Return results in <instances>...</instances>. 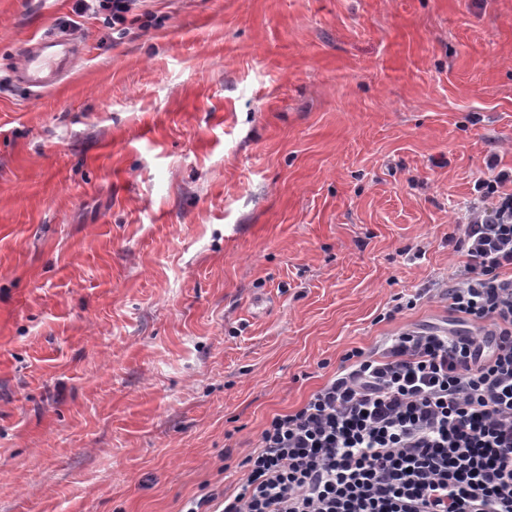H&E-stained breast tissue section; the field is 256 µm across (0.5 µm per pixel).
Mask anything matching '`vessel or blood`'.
Wrapping results in <instances>:
<instances>
[{"mask_svg": "<svg viewBox=\"0 0 512 512\" xmlns=\"http://www.w3.org/2000/svg\"><path fill=\"white\" fill-rule=\"evenodd\" d=\"M80 54L78 42L68 37L47 35L27 41L19 49L15 79L29 89L53 87L61 83Z\"/></svg>", "mask_w": 512, "mask_h": 512, "instance_id": "obj_1", "label": "vessel or blood"}]
</instances>
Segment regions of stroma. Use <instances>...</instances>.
I'll return each instance as SVG.
<instances>
[{
  "mask_svg": "<svg viewBox=\"0 0 512 512\" xmlns=\"http://www.w3.org/2000/svg\"><path fill=\"white\" fill-rule=\"evenodd\" d=\"M133 12L0 0V512L236 487L348 350L447 321L448 238L512 168V0ZM46 34L85 53L33 93ZM33 40L19 48L15 79L28 89L41 91L61 83L82 49L76 40L58 35Z\"/></svg>",
  "mask_w": 512,
  "mask_h": 512,
  "instance_id": "stroma-1",
  "label": "stroma"
}]
</instances>
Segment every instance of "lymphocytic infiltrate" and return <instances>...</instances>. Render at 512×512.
I'll return each instance as SVG.
<instances>
[{
    "label": "lymphocytic infiltrate",
    "instance_id": "f902f5d3",
    "mask_svg": "<svg viewBox=\"0 0 512 512\" xmlns=\"http://www.w3.org/2000/svg\"><path fill=\"white\" fill-rule=\"evenodd\" d=\"M478 190L449 327L345 353L261 430L238 491L189 512H512V171Z\"/></svg>",
    "mask_w": 512,
    "mask_h": 512
}]
</instances>
